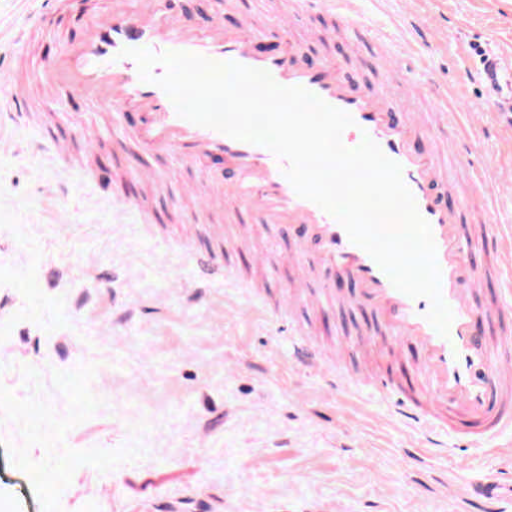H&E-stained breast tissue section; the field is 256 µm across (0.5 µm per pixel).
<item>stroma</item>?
<instances>
[{"mask_svg": "<svg viewBox=\"0 0 512 512\" xmlns=\"http://www.w3.org/2000/svg\"><path fill=\"white\" fill-rule=\"evenodd\" d=\"M101 0H57L25 20L23 43L0 36V113L23 78L40 106L35 126L0 152V512H486L484 499L450 497L448 486L493 487L512 501V448L488 451L425 443L361 379L399 354L371 331L354 288L334 305L315 302L328 270L289 263L292 243L276 224H237L224 192L174 155L122 141L133 114L93 111L79 96L34 76L81 32ZM198 26L239 23L244 12L272 26L266 0H168ZM432 21L424 69L391 81L379 54L356 59L363 74L405 95L441 156L456 146L441 103L423 83L465 82L460 112H489L494 95L466 83L480 52L512 46V0H418ZM305 53L335 49L340 20L293 21ZM46 131L68 143L70 179L59 185L30 140ZM475 168L512 164L497 125L478 132ZM160 218L152 234L115 223L105 181ZM456 193L470 223L512 226V194L485 204L467 176ZM214 252L255 285L195 283L165 239ZM282 310L273 318L252 301ZM333 352L358 385L330 389L325 371L298 367L289 328Z\"/></svg>", "mask_w": 512, "mask_h": 512, "instance_id": "35a3bbf8", "label": "stroma"}]
</instances>
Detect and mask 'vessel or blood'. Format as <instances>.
I'll use <instances>...</instances> for the list:
<instances>
[{
    "label": "vessel or blood",
    "instance_id": "b4317fda",
    "mask_svg": "<svg viewBox=\"0 0 512 512\" xmlns=\"http://www.w3.org/2000/svg\"><path fill=\"white\" fill-rule=\"evenodd\" d=\"M353 10V0H295L296 14L336 15L347 29L339 51L302 61L285 26L280 29L279 50L262 53L257 45L267 31L249 22L228 28L215 21L201 28L171 13L166 0H112L111 5L88 14L82 35L66 43L42 69L40 78L92 105L117 113H141L140 124L127 136L145 153H175L193 163L213 185L223 188L235 209L236 223L282 226L297 254L348 280L383 335L417 348L420 391L396 381L389 372L374 376L369 385L395 399L402 417L424 423L432 446L442 447L444 438L452 435L472 444L491 441L512 432V389L502 377L504 367L512 364V338L492 342L495 318L505 302L478 303L476 288L489 277L512 288V264L501 259L512 234L500 224H466L465 202L451 196L455 171L468 165L465 154L458 152L444 160L433 148L419 149L416 142L425 125L410 106L353 74L351 59L367 45H375L385 56L393 51L391 34L362 28L352 19ZM125 48L157 54L184 51L264 69L278 84L304 87L349 113L354 124L343 132V144L354 148L368 137L398 162L420 214L431 225L441 294L454 314L448 336H441L427 320L428 299H413L398 291L333 216L297 195L285 176L286 160L264 146L234 140L181 118L163 89L140 80L135 62L121 54ZM484 74L496 96L495 120L512 135V54L488 57ZM31 122L26 90L14 86L12 109L0 114V130L25 128ZM36 146L59 171H69L64 142L43 135ZM470 179L492 197L497 185L512 182V171L502 170L495 177L475 169ZM192 267L203 281L224 282L234 275L227 264L207 252L193 253ZM294 354L304 366H325L330 359L326 350L303 334L294 341Z\"/></svg>",
    "mask_w": 512,
    "mask_h": 512
}]
</instances>
